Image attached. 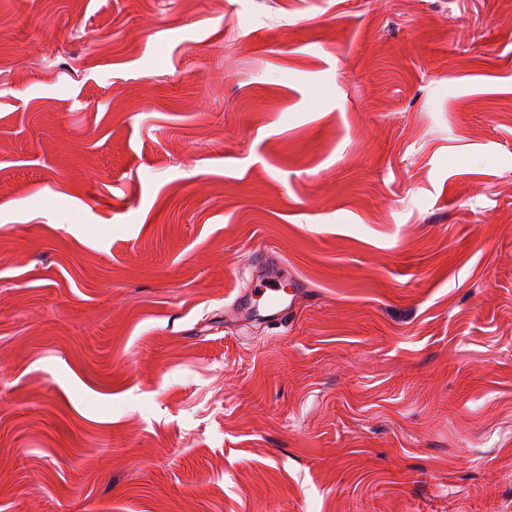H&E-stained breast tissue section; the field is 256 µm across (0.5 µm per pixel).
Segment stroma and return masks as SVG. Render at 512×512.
<instances>
[{"label": "stroma", "mask_w": 512, "mask_h": 512, "mask_svg": "<svg viewBox=\"0 0 512 512\" xmlns=\"http://www.w3.org/2000/svg\"><path fill=\"white\" fill-rule=\"evenodd\" d=\"M0 512H512V0H0ZM299 283L296 277L288 279V289L278 287L277 283H267L263 288L255 289L249 296V302L241 307L244 319L263 318L269 323H287L288 316L292 314L295 306Z\"/></svg>", "instance_id": "35a3bbf8"}]
</instances>
